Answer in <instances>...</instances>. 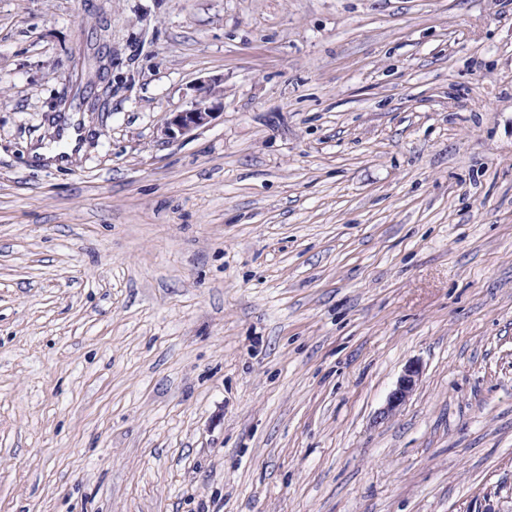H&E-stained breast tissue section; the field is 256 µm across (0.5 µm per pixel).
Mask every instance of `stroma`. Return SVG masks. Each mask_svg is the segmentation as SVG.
Instances as JSON below:
<instances>
[{"label":"stroma","mask_w":512,"mask_h":512,"mask_svg":"<svg viewBox=\"0 0 512 512\" xmlns=\"http://www.w3.org/2000/svg\"><path fill=\"white\" fill-rule=\"evenodd\" d=\"M0 512H512V0H0ZM213 106L196 104L194 108L182 112H175L173 117L166 122L165 134L175 136L189 134L192 131L209 124L219 112H214ZM420 370L414 365H408L397 380L396 386L389 395L387 405L381 412L383 418L392 415L413 393L419 381Z\"/></svg>","instance_id":"stroma-1"}]
</instances>
